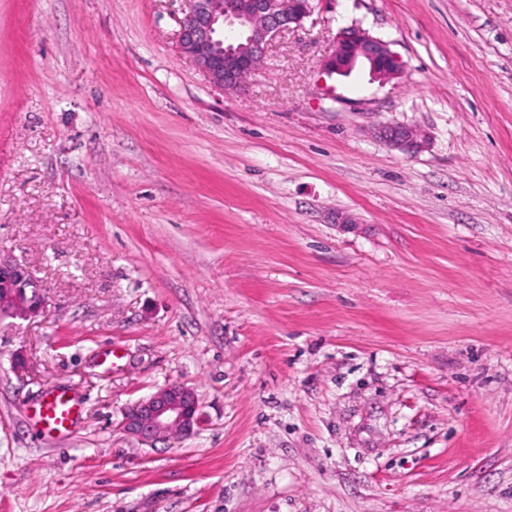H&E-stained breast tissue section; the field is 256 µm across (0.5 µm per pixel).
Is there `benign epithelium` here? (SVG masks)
I'll use <instances>...</instances> for the list:
<instances>
[{"label": "benign epithelium", "instance_id": "1", "mask_svg": "<svg viewBox=\"0 0 512 512\" xmlns=\"http://www.w3.org/2000/svg\"><path fill=\"white\" fill-rule=\"evenodd\" d=\"M180 21L179 51L193 60L214 84L227 90L243 86L256 72L272 43L299 27L312 12L310 0H188ZM363 58L379 80L398 76L402 62L389 44L352 26L339 31L324 62L326 73H348ZM378 133L407 154L421 152L425 136L415 127L382 125ZM45 305L37 278L15 259L0 258V320L30 321ZM199 421L194 391L169 384L131 404L123 414L121 429L140 444L154 447L174 434L189 436Z\"/></svg>", "mask_w": 512, "mask_h": 512}]
</instances>
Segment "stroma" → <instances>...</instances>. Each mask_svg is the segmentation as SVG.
<instances>
[{"mask_svg": "<svg viewBox=\"0 0 512 512\" xmlns=\"http://www.w3.org/2000/svg\"><path fill=\"white\" fill-rule=\"evenodd\" d=\"M312 6L230 92L186 0H0V254L47 299L0 322V512H512V0ZM351 26L398 78L325 73ZM172 383L195 433L138 444ZM378 133L391 146L407 154L419 153L426 145L425 136L415 127L382 125ZM199 421V402L194 391L169 384L131 404L123 414L121 429L141 445L155 448L172 434L189 436ZM80 416V407L63 391L47 392L33 414L49 435H64Z\"/></svg>", "mask_w": 512, "mask_h": 512, "instance_id": "1", "label": "stroma"}]
</instances>
